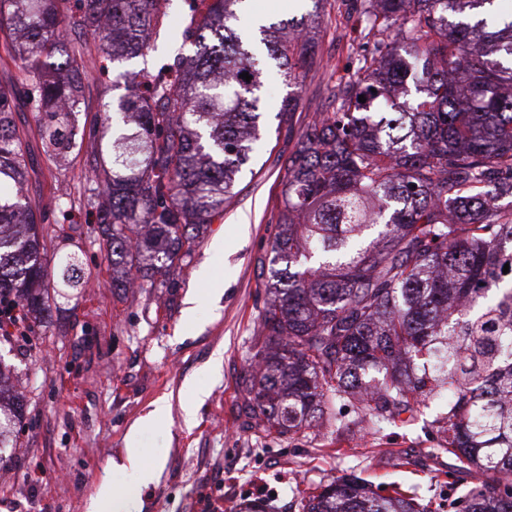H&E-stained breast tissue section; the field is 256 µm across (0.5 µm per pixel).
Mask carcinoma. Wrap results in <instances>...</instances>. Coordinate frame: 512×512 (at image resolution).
Returning a JSON list of instances; mask_svg holds the SVG:
<instances>
[{"instance_id":"carcinoma-1","label":"carcinoma","mask_w":512,"mask_h":512,"mask_svg":"<svg viewBox=\"0 0 512 512\" xmlns=\"http://www.w3.org/2000/svg\"><path fill=\"white\" fill-rule=\"evenodd\" d=\"M243 0H188L177 56L151 79L129 72L125 93L88 131L93 72L146 58L161 0H0V51L17 84L0 87V293L48 313L50 283L84 278L76 253L44 263L43 222L21 180L26 166L11 90L50 158L97 141L83 194L112 287L153 283L191 258L259 140L264 64L237 33ZM375 51L340 79L284 166L278 232L263 268L269 299L260 348L239 384L248 418L278 435L336 434L436 406L437 451L476 478L463 512H512V17L494 0H359ZM305 17L260 27L284 82L316 57ZM404 43L405 53L395 49ZM247 72L252 79L240 77ZM366 102H359V96ZM509 272L503 273L504 265ZM347 400L355 418L334 404ZM23 403L3 404L0 447ZM302 512H432L399 487L388 496L338 476Z\"/></svg>"}]
</instances>
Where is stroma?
<instances>
[{
  "label": "stroma",
  "mask_w": 512,
  "mask_h": 512,
  "mask_svg": "<svg viewBox=\"0 0 512 512\" xmlns=\"http://www.w3.org/2000/svg\"><path fill=\"white\" fill-rule=\"evenodd\" d=\"M317 17L308 30L318 45L303 69L300 105L291 123L277 116L291 91L268 67L263 95L266 135L245 166L236 195L210 224L174 288L129 289L115 301L112 263L99 246L89 209L69 215L56 189L78 194L91 177L88 153L68 166L42 150L35 120L27 122V197L46 215L47 250L66 244L78 252L87 282L31 323L30 345L0 355L11 365L27 410L10 463L0 470V512H91L100 485L131 488L141 512H300L302 496L344 474L368 480L381 494L392 487L431 502L434 512L473 482L454 458L434 455L433 408L409 423L365 424L341 438L306 432L280 436L246 425L239 379L255 352L256 326L267 299L260 261L278 232L283 166L314 113L332 102L339 76L354 71L371 51L345 0H244L237 22L257 42L258 27L280 19ZM192 56L157 35L147 59L117 63V70L157 74L176 54ZM79 230L70 242L62 232ZM162 397L197 404L186 423L181 410L155 424L138 425ZM146 464L160 466L158 483L141 486L136 473L114 468L131 426Z\"/></svg>",
  "instance_id": "stroma-1"
}]
</instances>
